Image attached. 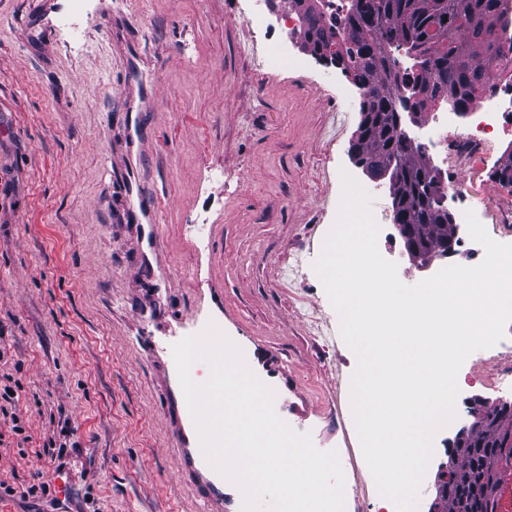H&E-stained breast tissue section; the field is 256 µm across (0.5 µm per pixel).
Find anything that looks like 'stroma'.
I'll list each match as a JSON object with an SVG mask.
<instances>
[{
  "label": "stroma",
  "instance_id": "obj_1",
  "mask_svg": "<svg viewBox=\"0 0 512 512\" xmlns=\"http://www.w3.org/2000/svg\"><path fill=\"white\" fill-rule=\"evenodd\" d=\"M270 39L303 66H260L239 0H0V380L16 382L23 436L0 421V512H45L50 443L66 449L75 512H203L214 497L172 437L183 414L150 337L210 321L275 391L276 414L337 451L349 512H385L356 430L357 357L313 265L343 178L389 200L349 151L360 96L337 107L340 68L277 21ZM332 73L333 83L321 82ZM512 132L477 166L448 160L487 230L512 241V185L494 171ZM460 228L452 256L414 265L393 222L380 254L407 285L478 265ZM512 339L472 353L455 417L433 439L434 481L471 399L501 404Z\"/></svg>",
  "mask_w": 512,
  "mask_h": 512
}]
</instances>
